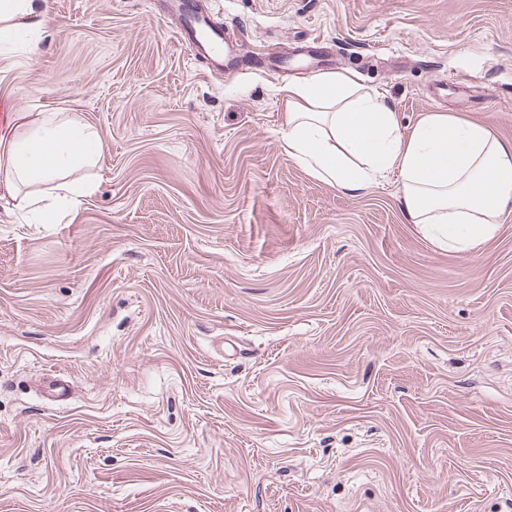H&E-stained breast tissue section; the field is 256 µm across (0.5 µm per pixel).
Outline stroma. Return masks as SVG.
I'll return each mask as SVG.
<instances>
[{
    "instance_id": "obj_1",
    "label": "stroma",
    "mask_w": 512,
    "mask_h": 512,
    "mask_svg": "<svg viewBox=\"0 0 512 512\" xmlns=\"http://www.w3.org/2000/svg\"><path fill=\"white\" fill-rule=\"evenodd\" d=\"M196 2L234 73L165 0H39L0 52V131L102 142L75 217L0 184V512H512V212L454 253L311 178L272 69L317 39L403 131L511 141L512 0ZM169 9L180 14V36L210 57L215 74L225 75L235 59V49L224 38L222 28L215 27L206 15L184 0H173Z\"/></svg>"
}]
</instances>
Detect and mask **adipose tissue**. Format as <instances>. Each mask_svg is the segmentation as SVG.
<instances>
[{"instance_id": "adipose-tissue-1", "label": "adipose tissue", "mask_w": 512, "mask_h": 512, "mask_svg": "<svg viewBox=\"0 0 512 512\" xmlns=\"http://www.w3.org/2000/svg\"><path fill=\"white\" fill-rule=\"evenodd\" d=\"M34 0H0V46L26 41L41 27ZM283 144L311 177L349 192L397 174L401 202L418 234L462 253L487 243L512 208V141L484 123L432 113L403 133L394 111L343 72L282 87ZM101 154L91 125L58 112L16 124L0 182L31 187L32 218L50 224L61 208L91 194L81 172Z\"/></svg>"}]
</instances>
